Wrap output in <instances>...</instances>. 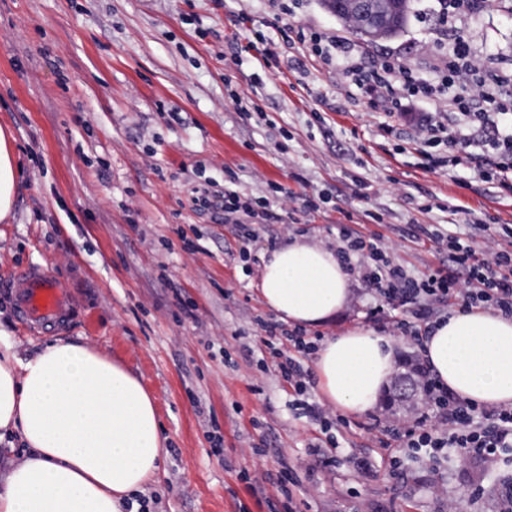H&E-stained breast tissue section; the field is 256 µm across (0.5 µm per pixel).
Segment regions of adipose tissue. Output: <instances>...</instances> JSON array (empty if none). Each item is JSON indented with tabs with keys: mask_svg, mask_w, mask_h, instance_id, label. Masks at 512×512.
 Instances as JSON below:
<instances>
[{
	"mask_svg": "<svg viewBox=\"0 0 512 512\" xmlns=\"http://www.w3.org/2000/svg\"><path fill=\"white\" fill-rule=\"evenodd\" d=\"M20 179L12 132L0 127V221ZM333 249L294 240L262 256L260 293L288 325H322L350 295ZM391 336L352 328L326 338L314 358L321 393L350 413L372 407L393 372ZM423 357L441 384L493 408L512 405V318L458 310L438 321ZM18 432L30 455L0 479V512H127L155 480L164 436L142 382L94 348L57 339L20 362L0 338V438Z\"/></svg>",
	"mask_w": 512,
	"mask_h": 512,
	"instance_id": "ef3b65f1",
	"label": "adipose tissue"
}]
</instances>
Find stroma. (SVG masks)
<instances>
[{
  "mask_svg": "<svg viewBox=\"0 0 512 512\" xmlns=\"http://www.w3.org/2000/svg\"><path fill=\"white\" fill-rule=\"evenodd\" d=\"M437 8L420 0L400 36L367 44L371 59L391 51L436 80L451 38L436 29ZM277 12L275 0H0V126L22 164L13 214L0 223V330L18 359H33L50 338L19 321L13 279L38 267L70 285L77 313L60 337L138 377L167 438L145 512H445L451 499L459 512H497L512 464L446 456L391 468L372 429L378 405L360 415L333 408L338 445L315 455L318 426L266 368L265 326L276 317L257 284L271 244L335 248L346 224L388 237L394 264L418 278L448 256L413 238L414 223L464 231L488 215L512 225L511 193L462 167L427 171L405 152L411 121L384 133L334 71L311 60L292 68ZM239 14L251 30H235ZM289 22L355 38L323 0H300ZM260 33L273 40L264 60L252 46ZM233 36L240 52L228 62ZM470 43L486 73L512 70V0H486ZM231 83L248 101H231ZM228 184L245 200L281 186L327 203L311 215L274 206V218L253 224L245 261L238 226L192 201L195 188ZM451 203L462 213L449 215ZM391 313L356 280L319 331L380 329Z\"/></svg>",
  "mask_w": 512,
  "mask_h": 512,
  "instance_id": "stroma-1",
  "label": "stroma"
}]
</instances>
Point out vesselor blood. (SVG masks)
Listing matches in <instances>:
<instances>
[{
	"label": "vessel or blood",
	"instance_id": "b4317fda",
	"mask_svg": "<svg viewBox=\"0 0 512 512\" xmlns=\"http://www.w3.org/2000/svg\"><path fill=\"white\" fill-rule=\"evenodd\" d=\"M13 287L18 316L30 329L41 332L62 329L76 313L70 286L54 281L39 268L19 273Z\"/></svg>",
	"mask_w": 512,
	"mask_h": 512
}]
</instances>
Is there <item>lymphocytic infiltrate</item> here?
Wrapping results in <instances>:
<instances>
[{
  "instance_id": "obj_1",
  "label": "lymphocytic infiltrate",
  "mask_w": 512,
  "mask_h": 512,
  "mask_svg": "<svg viewBox=\"0 0 512 512\" xmlns=\"http://www.w3.org/2000/svg\"><path fill=\"white\" fill-rule=\"evenodd\" d=\"M438 3L440 23L457 30L458 36L436 59L441 75L436 83L414 79L409 64L397 57L366 64L359 46L335 35L300 32L297 42L335 69L348 99H367L384 132L395 130L411 102L429 104V113L415 124L409 141L424 169L464 166L478 181L512 190V73L486 75L471 51L465 28L478 0ZM337 230L345 243L337 254L346 271L401 310V317H390V330L413 349L404 364L421 391L422 411L411 417L401 447L422 462L437 461L452 448L458 460L497 463L512 451V407L490 409L448 391L432 375L421 349L440 306L491 309L512 317V227L485 221L467 233L427 232V239L447 252L448 263L420 278L390 261L388 239H367L342 224ZM284 339L292 353L273 351L271 367L293 383L298 395H305L301 358L315 345L300 328L285 333Z\"/></svg>"
}]
</instances>
